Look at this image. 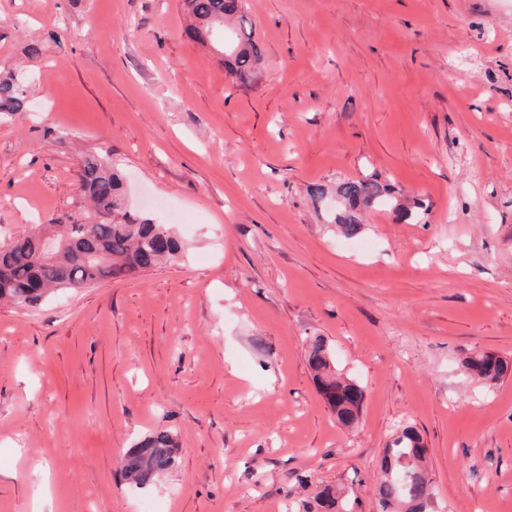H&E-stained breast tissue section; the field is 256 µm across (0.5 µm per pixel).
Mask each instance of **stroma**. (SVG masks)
<instances>
[{"instance_id": "35a3bbf8", "label": "stroma", "mask_w": 512, "mask_h": 512, "mask_svg": "<svg viewBox=\"0 0 512 512\" xmlns=\"http://www.w3.org/2000/svg\"><path fill=\"white\" fill-rule=\"evenodd\" d=\"M243 86L186 36L182 0H0V243L83 209L79 161L184 254L130 279L0 304V512H378L399 425L428 450L429 512H512V0H246ZM39 56H31L32 46ZM375 177L416 217L361 239L309 186ZM323 337L365 390L338 424L306 359ZM169 430L146 488L120 460ZM27 90L17 77L0 78V113L19 112L23 109ZM464 373L491 387L507 376H512V362L483 352H473L463 359Z\"/></svg>"}]
</instances>
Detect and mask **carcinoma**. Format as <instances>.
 <instances>
[{"label": "carcinoma", "instance_id": "cac0c4a2", "mask_svg": "<svg viewBox=\"0 0 512 512\" xmlns=\"http://www.w3.org/2000/svg\"><path fill=\"white\" fill-rule=\"evenodd\" d=\"M185 4L193 20L188 36L213 43L224 54L237 82L255 83L263 52L248 20L245 0H185ZM26 98L20 79L0 78V113L21 111ZM79 181L87 202L86 215L96 221L85 224L67 213L1 246V301L35 307L54 290L77 291L91 281H123L182 257V243L168 225L156 224L127 209L123 179L114 167L86 156L80 163ZM335 193L342 206L333 222L350 238L363 231L359 211L391 197L387 185L372 178L342 180L336 183ZM45 238L65 242V249L54 259L43 256ZM306 356L318 390L336 420L345 427L355 425L365 399L364 389L337 372L322 337L309 339ZM461 369L488 387L512 376L511 361L483 352L464 358ZM176 452L172 433L156 430L129 449L121 462V473L136 487H148L173 466ZM426 457L427 448L414 427H401L380 466V512H427L432 492ZM317 506L321 512H346L347 503L334 489L325 487L317 495Z\"/></svg>", "mask_w": 512, "mask_h": 512}]
</instances>
